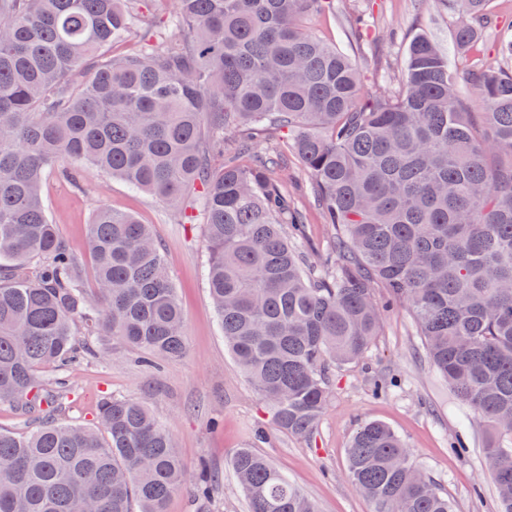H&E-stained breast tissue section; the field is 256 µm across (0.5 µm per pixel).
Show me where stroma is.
Here are the masks:
<instances>
[{
	"label": "stroma",
	"instance_id": "obj_1",
	"mask_svg": "<svg viewBox=\"0 0 512 512\" xmlns=\"http://www.w3.org/2000/svg\"><path fill=\"white\" fill-rule=\"evenodd\" d=\"M492 13L495 26L483 32L468 59L458 57L454 48L455 17L435 0H335L334 9L308 17L306 26L350 53L361 67L366 91L379 95L396 90L388 74L402 68L415 33H426L462 69L470 59L493 57L500 31L512 27V0H492ZM288 179L289 192L308 217L299 248L308 263L325 264L333 229L314 206L311 176L293 153ZM43 200L61 238L82 258L89 222L100 207L131 213L150 225L165 251L185 317L187 352L180 359L145 367L135 350L116 344L110 357L86 360L74 374L65 420L93 423L105 396L145 403L174 434L176 451L188 469L204 463L218 474L210 512H247L229 460L249 445L314 502L318 512H372L370 500L348 481L346 451L358 425L377 420L404 440L413 461L447 491L456 512H498L497 488L484 462L483 431L476 423L463 426L462 403L432 368L409 310L386 307L387 288L378 284L373 289L384 307L379 336L359 364L333 371V395L312 437L301 440L273 430L259 442L254 435L267 423L268 410L224 343L205 281L202 225L182 223L151 195L100 173H85L78 187L48 175ZM393 377L398 384L390 394L373 395L377 381Z\"/></svg>",
	"mask_w": 512,
	"mask_h": 512
}]
</instances>
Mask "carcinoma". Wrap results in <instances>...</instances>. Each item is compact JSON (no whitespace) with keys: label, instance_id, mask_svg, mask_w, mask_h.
<instances>
[{"label":"carcinoma","instance_id":"1","mask_svg":"<svg viewBox=\"0 0 512 512\" xmlns=\"http://www.w3.org/2000/svg\"><path fill=\"white\" fill-rule=\"evenodd\" d=\"M330 2L175 0L154 25L147 0H0V404L39 423L0 430V512H164L189 482L195 512H209L217 481L205 464L186 468L140 401L103 397L90 425L60 418L99 337L148 366L187 343L164 252L135 217L95 213L84 287L44 206L54 168L75 185L83 169L112 175L202 220L225 345L288 436L311 437L330 367L376 340L372 285L384 284L484 424L498 512H512V35L461 72L417 34L398 91L364 101L356 61L303 25ZM444 2L467 56L491 0ZM132 39L139 51L109 54ZM254 131L290 135L336 231L330 267L303 263L287 159L274 142L251 163ZM347 461L373 512H455L381 422L357 428ZM229 466L248 512H317L253 449Z\"/></svg>","mask_w":512,"mask_h":512}]
</instances>
